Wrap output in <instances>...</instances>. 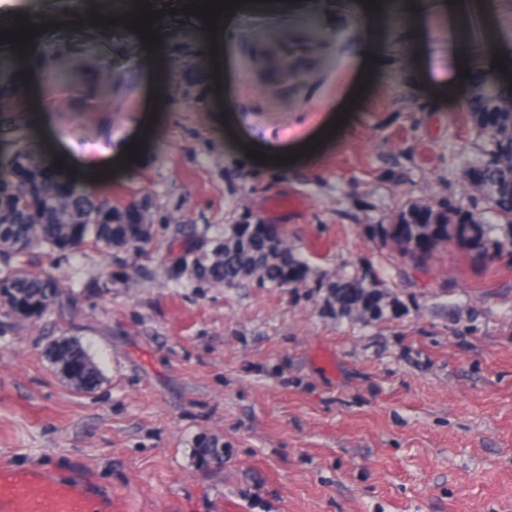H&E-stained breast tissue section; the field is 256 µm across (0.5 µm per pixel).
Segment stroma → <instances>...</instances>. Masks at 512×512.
<instances>
[{
	"mask_svg": "<svg viewBox=\"0 0 512 512\" xmlns=\"http://www.w3.org/2000/svg\"><path fill=\"white\" fill-rule=\"evenodd\" d=\"M186 2L172 0L158 49L92 23L76 43L43 39L80 68L76 95L47 101L42 70L0 90V156L25 148L118 208L147 207L154 229L139 256L87 244L34 262L61 303L0 325V461L89 472L117 512H251L252 489L268 512H506L512 247L441 241L416 261L375 228L414 205L499 223L472 175L494 144L478 114L512 108V82L485 73L481 95L442 106L414 75L404 27L368 32L360 0H255L231 9L235 36L215 51ZM416 3L430 82L458 79L491 41L512 59V0ZM313 14L324 38L300 83L256 67L305 39ZM218 76L219 110L200 95ZM283 197L296 208L272 210ZM228 224L274 225L308 277L171 275L180 229L211 240ZM367 266L392 302L369 324L340 316L323 287ZM64 336L95 363L94 391L51 363Z\"/></svg>",
	"mask_w": 512,
	"mask_h": 512,
	"instance_id": "35a3bbf8",
	"label": "stroma"
}]
</instances>
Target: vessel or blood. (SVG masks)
<instances>
[{"instance_id": "1", "label": "vessel or blood", "mask_w": 512, "mask_h": 512, "mask_svg": "<svg viewBox=\"0 0 512 512\" xmlns=\"http://www.w3.org/2000/svg\"><path fill=\"white\" fill-rule=\"evenodd\" d=\"M0 512H112L91 476L62 479L41 467L0 464Z\"/></svg>"}]
</instances>
